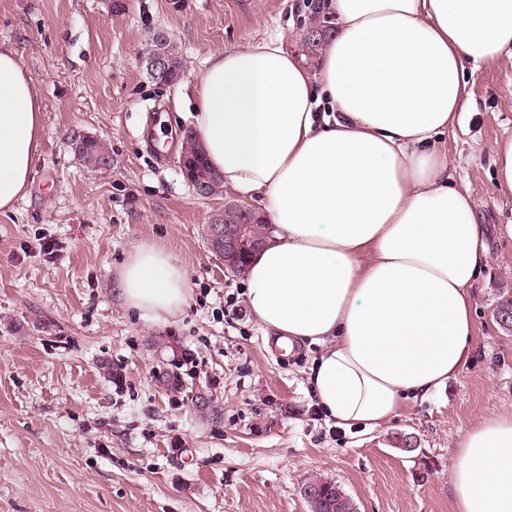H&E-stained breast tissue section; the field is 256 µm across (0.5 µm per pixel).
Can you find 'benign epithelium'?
Here are the masks:
<instances>
[{
	"label": "benign epithelium",
	"mask_w": 512,
	"mask_h": 512,
	"mask_svg": "<svg viewBox=\"0 0 512 512\" xmlns=\"http://www.w3.org/2000/svg\"><path fill=\"white\" fill-rule=\"evenodd\" d=\"M179 168L187 181L191 183L196 194L200 197L209 194L210 184L201 181L192 171L185 166V158H180ZM224 212L243 216V219L234 223L229 220H213L209 232V245L211 250L220 255L224 260L225 268L237 266L246 255L253 253L262 247L266 238L263 234L256 232L259 227L257 221L260 217L257 212L244 206L227 204Z\"/></svg>",
	"instance_id": "benign-epithelium-1"
}]
</instances>
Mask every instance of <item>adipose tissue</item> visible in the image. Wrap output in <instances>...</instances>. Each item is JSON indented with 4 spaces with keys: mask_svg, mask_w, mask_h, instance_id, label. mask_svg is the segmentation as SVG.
I'll return each mask as SVG.
<instances>
[{
    "mask_svg": "<svg viewBox=\"0 0 512 512\" xmlns=\"http://www.w3.org/2000/svg\"><path fill=\"white\" fill-rule=\"evenodd\" d=\"M337 27L309 68L283 39L232 45L199 72L193 135L238 193L262 197L266 246L245 306L276 347H320L310 381L337 425L379 428L469 363L472 290L488 229L448 159L467 71L512 53V0H326ZM44 104L0 48V211L31 181ZM189 278L142 244L112 292L151 322L186 305ZM455 512H512V413L459 442Z\"/></svg>",
    "mask_w": 512,
    "mask_h": 512,
    "instance_id": "adipose-tissue-1",
    "label": "adipose tissue"
}]
</instances>
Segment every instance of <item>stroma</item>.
<instances>
[{
	"label": "stroma",
	"instance_id": "obj_1",
	"mask_svg": "<svg viewBox=\"0 0 512 512\" xmlns=\"http://www.w3.org/2000/svg\"><path fill=\"white\" fill-rule=\"evenodd\" d=\"M321 0H0V46L42 99L32 179L0 213V512H309L314 476L340 485L358 512H453L449 471L481 419L512 413V237L490 234L491 261L473 289L471 363L384 427L341 428L307 379L313 350L286 354L244 304L208 227L225 204L259 209L232 189L202 198L156 157L155 128L185 133L194 81L230 45L283 38L316 66L313 26L336 27ZM166 32L184 60L179 83L147 74ZM449 160L484 223L512 217L495 182L498 141L512 135V57L469 78ZM105 141L110 167L72 145ZM54 246V258L41 250ZM142 243L189 274L182 313L154 326L126 310L112 283Z\"/></svg>",
	"mask_w": 512,
	"mask_h": 512
}]
</instances>
